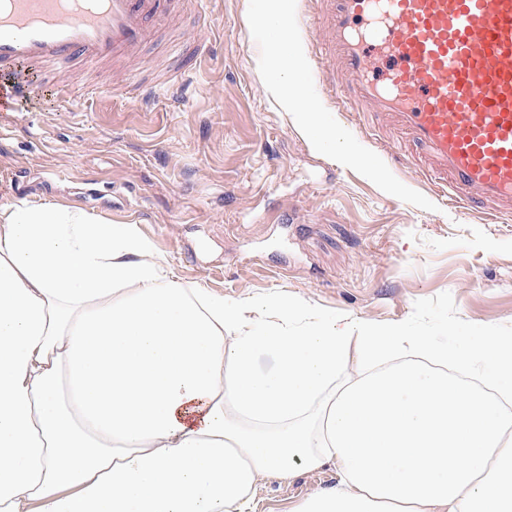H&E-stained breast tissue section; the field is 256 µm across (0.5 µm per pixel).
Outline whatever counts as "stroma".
<instances>
[{"instance_id":"stroma-1","label":"stroma","mask_w":512,"mask_h":512,"mask_svg":"<svg viewBox=\"0 0 512 512\" xmlns=\"http://www.w3.org/2000/svg\"><path fill=\"white\" fill-rule=\"evenodd\" d=\"M261 0H177L173 28L149 45L148 75L164 74L163 43L218 45L182 97L158 92L137 108L120 90L86 99L100 80L73 76L82 105L53 89L0 123V202L76 205L149 240L178 280L228 300L282 292L327 314L378 325H498L512 332V221L466 216L390 168L371 137L363 162L317 151L255 65ZM207 10L209 22L199 18ZM328 464L263 480L254 512H292L336 486Z\"/></svg>"}]
</instances>
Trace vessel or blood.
Returning a JSON list of instances; mask_svg holds the SVG:
<instances>
[{
  "mask_svg": "<svg viewBox=\"0 0 512 512\" xmlns=\"http://www.w3.org/2000/svg\"><path fill=\"white\" fill-rule=\"evenodd\" d=\"M311 49L322 92L339 109L370 111V131L396 138L398 167L447 191L465 214L512 213V0H318ZM175 0H0V113L43 85L71 106L65 71L137 60ZM200 46L173 52L180 96ZM158 86L133 76L132 103Z\"/></svg>",
  "mask_w": 512,
  "mask_h": 512,
  "instance_id": "vessel-or-blood-1",
  "label": "vessel or blood"
}]
</instances>
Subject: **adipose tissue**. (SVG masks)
Returning <instances> with one entry per match:
<instances>
[{
    "label": "adipose tissue",
    "instance_id": "adipose-tissue-1",
    "mask_svg": "<svg viewBox=\"0 0 512 512\" xmlns=\"http://www.w3.org/2000/svg\"><path fill=\"white\" fill-rule=\"evenodd\" d=\"M286 20L264 0L259 69L358 159L297 84ZM450 331L227 300L131 225L0 203V512H252L264 478L328 463L339 483L293 512H512V334Z\"/></svg>",
    "mask_w": 512,
    "mask_h": 512
}]
</instances>
